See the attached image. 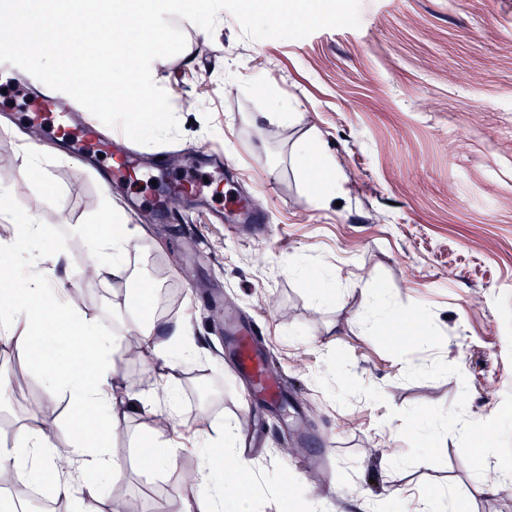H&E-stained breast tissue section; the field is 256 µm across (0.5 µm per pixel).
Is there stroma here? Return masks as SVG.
Returning <instances> with one entry per match:
<instances>
[{
  "label": "stroma",
  "instance_id": "35a3bbf8",
  "mask_svg": "<svg viewBox=\"0 0 512 512\" xmlns=\"http://www.w3.org/2000/svg\"><path fill=\"white\" fill-rule=\"evenodd\" d=\"M175 24L184 51L151 65L181 126L174 145L222 146V169L180 160L156 182L108 186L103 159L64 144L46 157L44 180L23 179L17 135L33 123L14 91L0 94V185L18 206L54 231L90 226L108 191L148 232L130 258L134 279L86 283L74 310L117 328L139 281L176 291L162 318L190 315L208 348L182 377L177 427L200 437L235 427L255 464L252 512H308L314 496L331 512H370L377 495L436 487L467 512H512V480L491 496L473 492L481 441L512 457V0H361L359 27L302 39L246 38L226 11L211 33ZM273 99L296 119L270 114ZM315 136L336 162L332 198L295 155ZM219 173L205 205L187 198L155 220L161 187ZM237 195L254 199L272 237L217 221ZM291 259L303 274L286 271ZM327 283L340 303L318 301ZM367 288L396 310L398 341L374 326ZM229 310L257 329L284 382L281 407L251 406L224 329ZM128 344L117 336L112 358L135 394L154 375L126 360ZM45 399L28 362L0 346V445L31 425L30 401ZM440 413L461 414L473 432L452 426L419 449L413 435ZM154 429L152 416L131 415L112 442L123 479L93 498L74 489L86 512H110L116 498L169 512L182 468L199 457L151 470L139 440Z\"/></svg>",
  "mask_w": 512,
  "mask_h": 512
}]
</instances>
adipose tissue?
Here are the masks:
<instances>
[{"mask_svg":"<svg viewBox=\"0 0 512 512\" xmlns=\"http://www.w3.org/2000/svg\"><path fill=\"white\" fill-rule=\"evenodd\" d=\"M297 155L306 179L335 186V163L318 138L302 141ZM16 226L12 237L0 238V339L12 344L17 356L30 361L31 375L48 399L66 391L72 409L74 438L61 449L45 429L52 415L41 411L39 427H23L12 448L0 450V483L18 500H27L38 486H50L69 503V512H84L82 498L73 490L85 484L88 494L120 480L124 465L113 456L110 444L130 414L164 408L169 418L179 411V374L197 358L200 347L191 327L174 321L158 325L156 319L130 312L123 328L137 336L160 381L149 392L126 394L111 357L112 333L83 314L72 312L73 290L55 274L67 260L63 248L23 265L17 257L42 243L50 233L33 209L16 208L9 188L0 186V219ZM98 227L89 238V259L99 278L129 279L130 255L139 247V227L126 224L122 209L111 194H104ZM194 450L201 458L199 482L186 488L174 512H248L255 492L249 475L253 462L237 448L235 437L223 434L199 438Z\"/></svg>","mask_w":512,"mask_h":512,"instance_id":"adipose-tissue-1","label":"adipose tissue"}]
</instances>
